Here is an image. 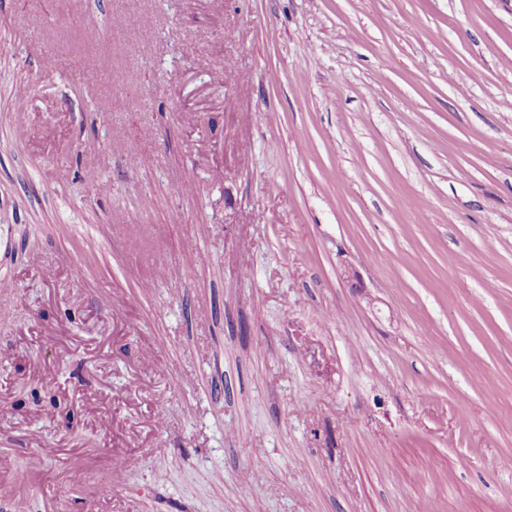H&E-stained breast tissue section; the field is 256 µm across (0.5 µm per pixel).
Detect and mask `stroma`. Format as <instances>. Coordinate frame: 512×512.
I'll return each instance as SVG.
<instances>
[{
	"label": "stroma",
	"instance_id": "1",
	"mask_svg": "<svg viewBox=\"0 0 512 512\" xmlns=\"http://www.w3.org/2000/svg\"><path fill=\"white\" fill-rule=\"evenodd\" d=\"M2 295L0 512H512V0H0Z\"/></svg>",
	"mask_w": 512,
	"mask_h": 512
}]
</instances>
